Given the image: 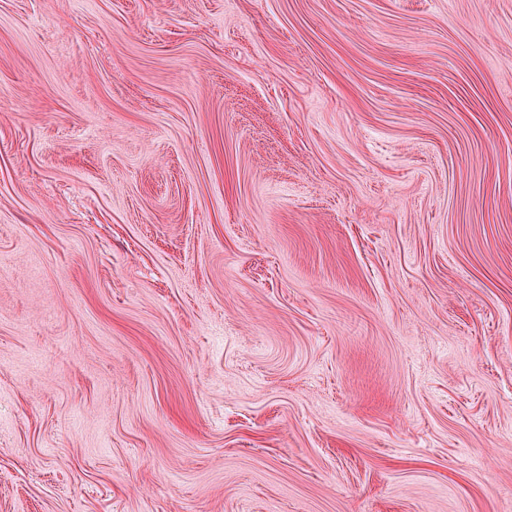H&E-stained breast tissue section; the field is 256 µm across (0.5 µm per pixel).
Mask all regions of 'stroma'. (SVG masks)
I'll use <instances>...</instances> for the list:
<instances>
[{"label": "stroma", "instance_id": "stroma-1", "mask_svg": "<svg viewBox=\"0 0 512 512\" xmlns=\"http://www.w3.org/2000/svg\"><path fill=\"white\" fill-rule=\"evenodd\" d=\"M0 512H512V0H0Z\"/></svg>", "mask_w": 512, "mask_h": 512}]
</instances>
